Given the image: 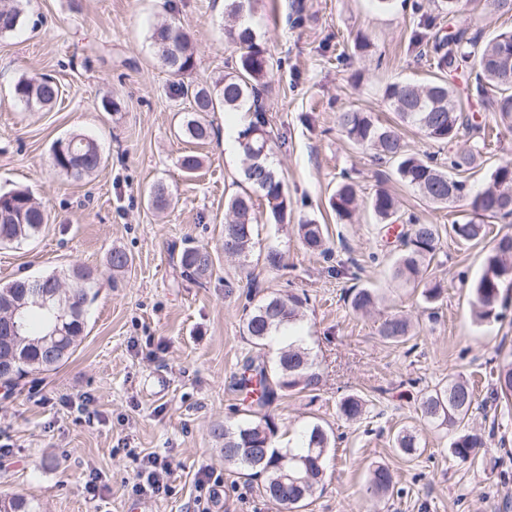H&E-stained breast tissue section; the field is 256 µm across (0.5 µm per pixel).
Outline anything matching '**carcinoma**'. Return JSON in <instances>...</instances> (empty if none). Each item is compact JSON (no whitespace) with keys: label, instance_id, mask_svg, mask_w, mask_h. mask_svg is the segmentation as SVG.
I'll list each match as a JSON object with an SVG mask.
<instances>
[{"label":"carcinoma","instance_id":"1","mask_svg":"<svg viewBox=\"0 0 512 512\" xmlns=\"http://www.w3.org/2000/svg\"><path fill=\"white\" fill-rule=\"evenodd\" d=\"M253 8V0H227V14L232 24L227 30L238 55L231 71L213 85L188 84L180 88L190 99L179 134L200 143L211 137L209 113L222 109L238 112L245 105L253 108L250 121L240 132L243 173L250 186L263 198L268 220L273 224L288 221L289 199L284 182L271 159L273 138L268 129L266 112L258 104L260 89L271 73L270 57L258 42L255 31L242 26L243 18ZM440 10L448 12V34L426 41L417 33L414 41L425 43L440 69L448 78L437 77L429 83L394 82L386 86L384 99L401 124L416 128L427 139L453 145L462 137L468 145L448 155V166L432 156L421 157L409 152L399 130L375 120L368 112L348 109L339 113L337 122L350 144L369 151L381 162L393 167L396 179L415 189L425 200L441 208L459 202L466 207L463 222L451 224L456 238L475 241L488 233V224L512 218V160L497 164L477 192L469 189L466 174L477 167V161L488 146L493 127L476 120V113L491 112L496 126L512 131V82L504 83V71H512V29L501 30L485 40L481 31L472 29L461 0H440ZM23 24L20 0L0 2V35L9 34ZM158 55L163 47H171L169 61L163 62L176 76L194 70L195 51L189 35L175 23L162 24L152 34ZM466 78V93L454 90L451 79ZM15 98L28 107H52L59 97V87L50 77L19 78L13 85ZM102 154L97 142L86 135H74L65 142L62 152L52 150V164L59 172L75 179L91 177L101 166ZM330 207L340 221L352 220L358 209L355 185L343 183L330 197ZM229 219L224 223V254L245 263L254 251V203L249 195H234L225 201ZM370 209L380 224L403 222L398 237V250L391 265L395 280L423 286L421 295L427 308L435 309L443 293L441 281L425 279V272L440 245L439 225L422 222L416 216L400 213L398 200L385 187H378L370 199ZM49 216L28 191L14 189L0 194V245L21 244L37 237ZM297 233L306 247L323 256L331 255L326 228L313 219L297 224ZM112 271L121 273L131 264L129 255L114 249L108 257ZM186 277L196 282L209 278L214 270L212 254L203 247H186L179 256ZM97 270L77 266L68 277L54 274L42 278L43 285L59 293L66 306L54 310L31 307L21 320L17 336L0 335V359L8 358L11 372L0 373V384L17 387L26 377L57 370L65 364L81 343L86 329L85 307L94 300ZM512 290V234H504L484 259L481 276L472 285V306L482 322L500 317L504 306L503 291ZM350 307L366 312L379 302V294L371 288L352 287L348 291ZM254 305L242 324V332L251 346L262 351L275 334L295 324L302 316L306 299L297 294L271 293L251 297ZM409 319L391 315L380 324L379 335L392 344L404 343L412 337ZM247 357L238 379V387L249 393V402L238 409L239 417H228L214 430L224 440V462L234 465L247 479H261L260 493L286 512H299L315 494L324 475V457L331 447V435L322 424L314 422L301 434L294 448H278L275 439L279 425L268 407L280 395L290 392H316L321 375L309 349L299 341L281 348L276 357L254 367ZM491 395L494 400L512 398V357L504 356L490 371ZM477 400L468 381L450 378L448 383L426 391L418 410L423 421L438 429L453 430L468 425ZM339 412L349 421H357L366 413V405L356 394L343 397ZM482 434L470 430L453 439L452 455L462 462L475 459L485 448ZM247 448H265L264 461L253 462L244 457ZM396 448L414 457L420 451L415 433L404 429L396 436ZM393 487L388 468L377 466L368 477L367 491L384 496ZM0 512H33L29 501L19 494L0 496Z\"/></svg>","mask_w":512,"mask_h":512}]
</instances>
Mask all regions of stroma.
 Listing matches in <instances>:
<instances>
[{
	"label": "stroma",
	"mask_w": 512,
	"mask_h": 512,
	"mask_svg": "<svg viewBox=\"0 0 512 512\" xmlns=\"http://www.w3.org/2000/svg\"><path fill=\"white\" fill-rule=\"evenodd\" d=\"M24 21L0 36V192L28 189L49 222L35 240L0 246V284L21 275H64L72 266L98 271L99 294L86 334L57 371L29 376L22 389L0 387V492L26 496L37 512H281L256 484L225 463L212 430L241 395L235 382L251 353L241 323L247 285L269 293L306 294L302 340L322 375L316 394L292 392L272 412L280 428L318 422L332 430L335 448L326 474L304 512H512V410L489 402L493 359L512 352V305L502 318L478 321L471 285L485 255L511 224H494L479 243L451 237L464 206L437 209L410 186L393 180L388 165L352 147L337 125L348 108L384 124L397 117L383 97L396 81L425 83L438 76L432 55L412 43L422 16L437 18L435 0H254L249 22L272 57L274 70L262 104L275 141L273 160L291 201V225L267 219L255 198L257 257L248 265L224 255V202L247 185L242 157L224 148L230 117L214 116L203 144L177 137L191 106L180 85L215 83L237 51L224 34L225 0H22ZM174 22L190 36L196 67L172 75L152 46L153 27ZM372 44L353 49L355 36ZM50 75L61 95L49 109H27L12 95L23 76ZM116 104L103 109L104 100ZM83 134L99 143L104 164L75 181L51 165L54 142ZM200 156L188 174L179 159ZM351 175L359 208L349 224L336 220L329 198ZM386 182L403 212L439 224L440 249L430 278L447 289L427 310L419 289L392 279L394 247L381 239L368 200ZM163 184L172 198L165 212L146 191ZM311 218L327 225L332 259L309 251L293 226ZM204 246L213 275L197 283L182 275L179 254ZM280 250L286 270L265 267L259 255ZM127 252L131 269L112 273V249ZM233 290H226V283ZM377 291L371 313L354 312L352 286ZM410 317L409 344L384 342L382 319ZM474 383L481 409L470 424L488 452L460 462L449 452L453 432L423 425L416 413L426 389L449 377ZM367 406L362 419L342 417L347 394ZM416 431L418 456L397 453L401 429ZM170 462L166 494L135 496L132 482L145 459ZM386 466L394 488L367 493L370 470ZM210 476L215 496L197 486Z\"/></svg>",
	"instance_id": "stroma-1"
}]
</instances>
